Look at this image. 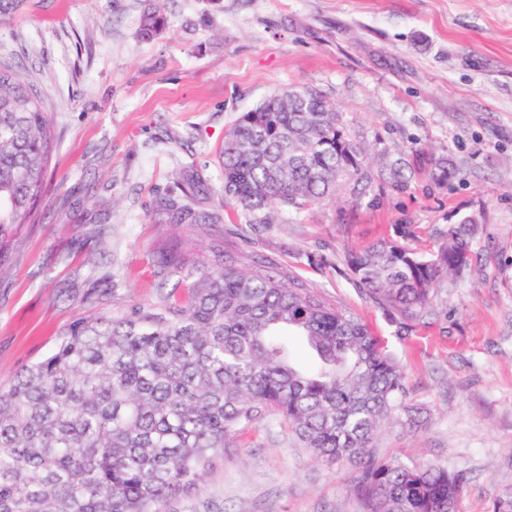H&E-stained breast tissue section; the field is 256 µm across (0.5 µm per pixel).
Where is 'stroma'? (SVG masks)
I'll return each mask as SVG.
<instances>
[{
	"label": "stroma",
	"instance_id": "35a3bbf8",
	"mask_svg": "<svg viewBox=\"0 0 512 512\" xmlns=\"http://www.w3.org/2000/svg\"><path fill=\"white\" fill-rule=\"evenodd\" d=\"M146 5L0 0V60L34 85L57 143L36 221L15 225L0 254V380L102 311L98 294L116 314L155 304L165 244L213 264L222 245L360 318L423 410L418 428L383 424L374 454L465 471L461 512H493L512 492V0H165L168 25L150 41ZM298 86L338 104L367 153V194L275 207L266 224L236 208L217 226L159 223L181 172L207 187L196 208L219 207L226 132ZM437 158L451 178L436 177ZM465 216L479 226L472 270L437 283L423 321L399 327L350 278L349 250L393 240L427 254ZM359 473L263 418L166 512H363Z\"/></svg>",
	"mask_w": 512,
	"mask_h": 512
}]
</instances>
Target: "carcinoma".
Wrapping results in <instances>:
<instances>
[{"mask_svg": "<svg viewBox=\"0 0 512 512\" xmlns=\"http://www.w3.org/2000/svg\"><path fill=\"white\" fill-rule=\"evenodd\" d=\"M164 0L140 19L145 40L165 27ZM55 144L33 88L0 61V243L35 214ZM224 204L269 223L342 182L373 180L340 111L310 87L276 91L224 137ZM168 224H221L220 210L159 202ZM477 220L448 227L424 256L394 241L349 251L365 295L400 327L430 310L440 278L472 265ZM159 274L181 290L152 307L80 315L43 359L0 382V512H164L196 492L217 454L238 447L260 418L291 431L319 460L359 465L364 512H459L467 476L372 454L379 428L408 407L394 357L366 325L287 272L228 250L213 266L188 264L171 243Z\"/></svg>", "mask_w": 512, "mask_h": 512, "instance_id": "cac0c4a2", "label": "carcinoma"}]
</instances>
